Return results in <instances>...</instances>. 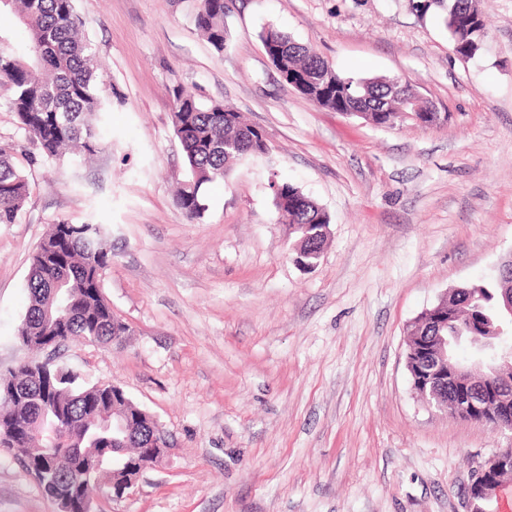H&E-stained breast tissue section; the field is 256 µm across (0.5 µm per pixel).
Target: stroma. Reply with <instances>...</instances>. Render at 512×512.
Here are the masks:
<instances>
[{
    "mask_svg": "<svg viewBox=\"0 0 512 512\" xmlns=\"http://www.w3.org/2000/svg\"><path fill=\"white\" fill-rule=\"evenodd\" d=\"M478 2L485 46L464 59L442 15L408 0H225L221 51L196 26L199 0H75L108 99L89 160H45L0 84V144L30 186L0 224V372L49 358L120 386L172 443L95 512H464L474 459L512 440L423 404L404 351L442 294L512 259V0ZM268 26L343 76L413 84L444 122L378 128L308 101L267 56ZM177 84L234 107L268 146L207 187L196 220L175 203ZM283 182L332 217L310 269L277 222ZM61 221L106 226L102 293L130 327L123 345L50 357L18 342L29 257ZM0 512H55L4 453Z\"/></svg>",
    "mask_w": 512,
    "mask_h": 512,
    "instance_id": "1",
    "label": "stroma"
}]
</instances>
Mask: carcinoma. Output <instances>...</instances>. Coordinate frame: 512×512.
<instances>
[{"label": "carcinoma", "instance_id": "carcinoma-1", "mask_svg": "<svg viewBox=\"0 0 512 512\" xmlns=\"http://www.w3.org/2000/svg\"><path fill=\"white\" fill-rule=\"evenodd\" d=\"M419 15L443 12L452 42L460 25L478 12L475 0H409ZM199 30L218 51L224 49V0H201L196 19ZM19 28L24 43L17 48L10 32ZM262 42L273 54L278 72L293 81L300 72L321 75L326 88L303 96L336 112L361 111L360 118L377 127H388V113L379 111L389 98L391 84L379 79H353L340 75L318 53L289 35L269 27ZM14 91L11 107L25 137L37 145L46 160H59L77 148L91 156L98 152L95 127L103 100L98 60L81 36V20L74 0H7L0 2V82ZM172 123L180 140L190 179L183 182L176 202L191 219L205 211V190L222 181L246 158L266 153L255 126L234 108L222 103L204 105L183 85L170 89ZM29 195L25 172L0 146V224H14ZM278 223L288 225L302 260L311 265L324 248L330 214L291 183L273 190ZM112 243L102 224L59 222L50 226L32 253L26 277L28 307L16 336H27L29 349L54 336L70 340L93 338L109 346L123 331L122 319L102 294V276L112 265ZM512 291V277L498 276L489 283H472L448 291L444 307L452 324L442 335L485 336L488 320L496 319L503 290ZM129 423L126 437L112 441V414ZM64 417L77 428L56 443L47 430ZM159 433L154 417L135 403L119 386L85 385L72 369L38 360H24L0 373V448L5 439L26 449L30 466L46 472L48 480L89 498L93 487L107 478L97 469L99 460L124 464L126 457L112 458L125 448L130 456L149 447Z\"/></svg>", "mask_w": 512, "mask_h": 512}]
</instances>
